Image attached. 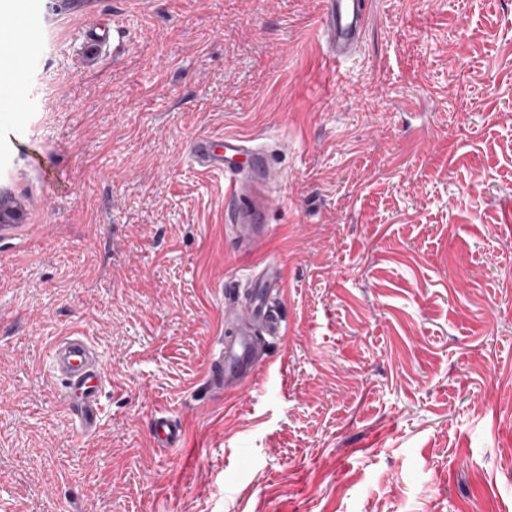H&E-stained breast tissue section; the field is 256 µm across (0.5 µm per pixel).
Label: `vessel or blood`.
<instances>
[{
  "mask_svg": "<svg viewBox=\"0 0 512 512\" xmlns=\"http://www.w3.org/2000/svg\"><path fill=\"white\" fill-rule=\"evenodd\" d=\"M370 0H324L317 36L331 63H343L353 56L366 31ZM12 13H0V67H11L18 52L13 36ZM105 23L88 26L80 36L81 59L86 67L97 65L111 41ZM189 157L202 175L222 181L224 214L230 224H265L270 201L265 192L276 170L278 152L257 139L236 132L200 133L189 142ZM282 266L266 261L254 275L246 295L244 319L222 329L218 351L209 359L206 385L209 392H223L231 381L258 377L263 359L258 353L261 337L283 338V315L268 303L269 295L282 288ZM50 374L61 385V397L75 419L80 435L93 433L102 418L103 381L99 375V355L83 333L74 331L61 337L49 349ZM151 433L160 447L179 449L186 444V431L167 414H155Z\"/></svg>",
  "mask_w": 512,
  "mask_h": 512,
  "instance_id": "b4317fda",
  "label": "vessel or blood"
}]
</instances>
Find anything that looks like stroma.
Returning a JSON list of instances; mask_svg holds the SVG:
<instances>
[{"instance_id": "1", "label": "stroma", "mask_w": 512, "mask_h": 512, "mask_svg": "<svg viewBox=\"0 0 512 512\" xmlns=\"http://www.w3.org/2000/svg\"><path fill=\"white\" fill-rule=\"evenodd\" d=\"M321 0H98L32 13L35 107L0 176L41 206L0 240V512H512V0H374L338 67ZM285 150L268 231L224 221L202 132ZM287 330L254 382L208 393L221 319L268 258ZM98 350L102 422L50 379ZM182 423L160 448L149 421ZM94 3L92 0H57L53 20L59 22L77 13H90ZM119 37L120 34L117 30L112 29L107 23L97 24L92 23L82 32L80 40V53L82 62L86 67L92 68L97 65L101 58L106 54L112 36V48L114 49V42L116 35ZM50 374L60 382V395L75 419L81 436L93 433L102 418L103 381L99 355L82 332L61 337L49 349ZM150 429L155 441L162 448L179 449L186 444L185 429L166 413L155 414L151 419Z\"/></svg>"}]
</instances>
